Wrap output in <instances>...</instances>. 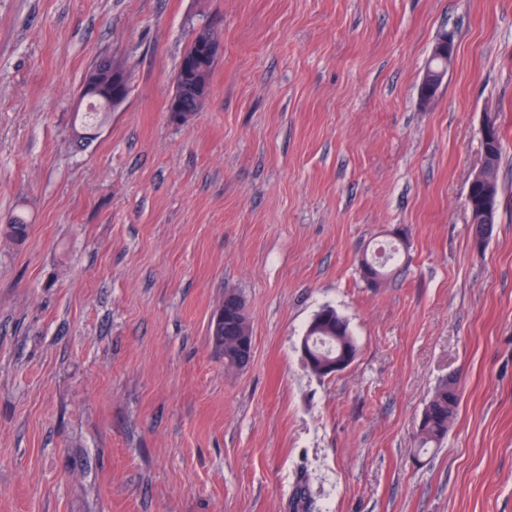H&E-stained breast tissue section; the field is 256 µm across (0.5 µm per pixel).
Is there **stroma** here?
<instances>
[{
    "label": "stroma",
    "instance_id": "1",
    "mask_svg": "<svg viewBox=\"0 0 512 512\" xmlns=\"http://www.w3.org/2000/svg\"><path fill=\"white\" fill-rule=\"evenodd\" d=\"M213 23L209 95L173 123ZM104 56L131 91L81 143ZM396 237L405 266L370 287ZM230 292L254 345L232 370L209 331ZM326 306L357 346L332 376L301 353ZM451 376L448 435L415 457ZM301 483L309 512H512V0H0V512H293ZM205 33H209L212 37V40L207 39ZM201 34L205 36V39L201 37ZM194 41L200 44H205L204 49L202 51L201 48L197 46L195 42L190 43L187 50L184 52L182 59L180 61L177 75L175 79V93L171 97L172 104L168 107V112L171 120L176 124H182L181 116H176L172 118L173 112H180V107L177 103L182 106L191 109V116L198 112L203 104V101H199L196 99V96L192 90L194 87V81L189 76L188 72V63L191 59L196 56H201L203 52V56L199 58V60H209L220 55L222 51V43L218 37V28L216 26H209L207 28L201 29L198 31L194 38ZM447 38L443 39L445 34L440 35L439 39L437 41L442 40L433 50L432 54L438 55L443 58L445 61L444 64L440 66H433L428 68L424 74L422 83L420 88H422V91L426 94H436L439 87L441 86L447 71L448 66L451 64L455 54H456V44L453 43L452 39ZM431 54V55H432ZM491 119V118H488ZM487 119V120H488ZM493 122H495L496 126V132L494 134V137L489 142L483 143V149L485 156L488 159L489 163V171L496 182V171H497V165L502 153V143H501V136H500V130L496 123V120L491 119ZM495 126H493L492 123L486 122L483 124L481 128V136L482 140H487L491 133L495 130ZM485 158L482 167L473 175L470 184H469V205L472 210L479 214L477 224H486L483 230L482 241L486 242L488 238L489 229L492 224H495V215H496V207H497V198L492 189L491 184L487 181L485 175ZM476 190L479 192L478 198V207L475 208L474 200L471 198L473 191Z\"/></svg>",
    "mask_w": 512,
    "mask_h": 512
}]
</instances>
